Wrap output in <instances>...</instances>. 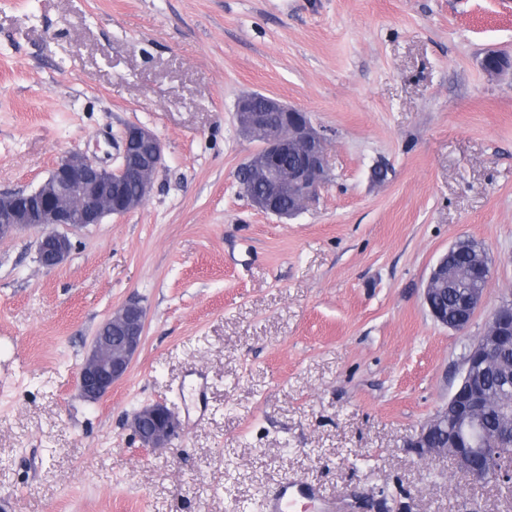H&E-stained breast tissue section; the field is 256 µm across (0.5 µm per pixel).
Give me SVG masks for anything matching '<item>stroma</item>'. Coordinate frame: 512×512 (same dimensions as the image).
Returning <instances> with one entry per match:
<instances>
[{"mask_svg": "<svg viewBox=\"0 0 512 512\" xmlns=\"http://www.w3.org/2000/svg\"><path fill=\"white\" fill-rule=\"evenodd\" d=\"M512 0H0V193L65 153L115 156L144 125L165 162L135 212L0 240V512H265L290 477L335 512H512L410 442L446 407L468 345L512 300ZM277 97L329 140L319 198L284 221L237 171V99ZM491 279L468 329L422 292L457 240ZM146 309L125 377L83 401L99 324ZM210 379L188 419L192 370ZM179 418L150 453L132 413Z\"/></svg>", "mask_w": 512, "mask_h": 512, "instance_id": "1", "label": "stroma"}]
</instances>
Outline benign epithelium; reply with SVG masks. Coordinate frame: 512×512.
I'll list each match as a JSON object with an SVG mask.
<instances>
[{
  "label": "benign epithelium",
  "instance_id": "7a95c632",
  "mask_svg": "<svg viewBox=\"0 0 512 512\" xmlns=\"http://www.w3.org/2000/svg\"><path fill=\"white\" fill-rule=\"evenodd\" d=\"M234 117L238 133L258 143L240 173L253 206L279 218L291 219L302 213L327 182L324 133L309 113L262 93L239 97ZM290 155L297 157L296 163L282 167L280 161ZM117 159L110 168L82 152H71L55 164L36 189L0 193V239L39 229L38 263L46 269L61 265L72 248L67 231L99 224L107 216H124L146 202L164 161V145L150 128L131 125L122 134ZM130 184L136 185V193L128 192ZM285 199L288 207L282 209ZM446 278L445 254L430 270L423 288L429 314L445 327L448 318L435 306L434 293ZM484 296L481 291L466 301V318L452 330L462 333L468 328ZM145 322L146 312L136 300L127 301L104 319L78 370L77 387L84 400L99 401L124 378L141 347ZM508 341H512V302L506 300L490 318L485 332L468 347L460 381L446 407L438 410L411 441L420 458L447 456L472 483L512 481L509 456L496 440H480L485 407L480 375ZM131 428L141 446L153 452L169 446L180 421L165 404L156 402L133 413Z\"/></svg>",
  "mask_w": 512,
  "mask_h": 512
}]
</instances>
